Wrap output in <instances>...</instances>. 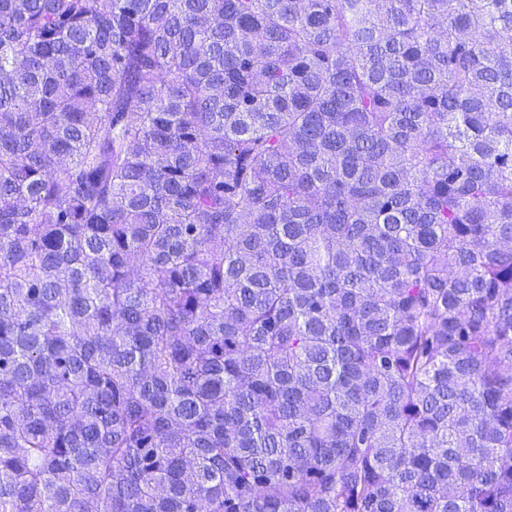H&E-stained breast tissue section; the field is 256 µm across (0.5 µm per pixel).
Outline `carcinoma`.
I'll return each instance as SVG.
<instances>
[{
    "mask_svg": "<svg viewBox=\"0 0 512 512\" xmlns=\"http://www.w3.org/2000/svg\"><path fill=\"white\" fill-rule=\"evenodd\" d=\"M0 512H512V0H0Z\"/></svg>",
    "mask_w": 512,
    "mask_h": 512,
    "instance_id": "1",
    "label": "carcinoma"
}]
</instances>
